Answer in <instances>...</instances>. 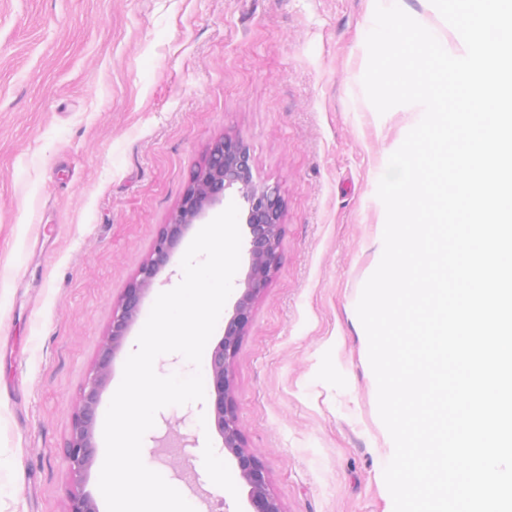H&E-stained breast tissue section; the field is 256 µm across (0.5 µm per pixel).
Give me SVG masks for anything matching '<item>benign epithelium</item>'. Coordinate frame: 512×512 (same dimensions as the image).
I'll list each match as a JSON object with an SVG mask.
<instances>
[{
	"label": "benign epithelium",
	"instance_id": "1",
	"mask_svg": "<svg viewBox=\"0 0 512 512\" xmlns=\"http://www.w3.org/2000/svg\"><path fill=\"white\" fill-rule=\"evenodd\" d=\"M231 202L239 210L248 266L239 282L232 311L224 316L223 335L208 358L210 410L224 451L234 458L240 479L249 487L251 512H282L270 492L264 464L246 446L233 366L251 325L254 303L267 290L281 264L285 202L278 186L254 178V162L247 144L225 135L210 144L203 163L191 175L179 203L159 229L148 258L112 310L111 322L80 390L65 443L71 475L66 512H99L95 498L84 488V477L97 459L100 396L110 380L112 362L138 319L144 299L190 230Z\"/></svg>",
	"mask_w": 512,
	"mask_h": 512
}]
</instances>
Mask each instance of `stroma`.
<instances>
[{
  "label": "stroma",
  "mask_w": 512,
  "mask_h": 512,
  "mask_svg": "<svg viewBox=\"0 0 512 512\" xmlns=\"http://www.w3.org/2000/svg\"><path fill=\"white\" fill-rule=\"evenodd\" d=\"M372 0H0V512H66L74 405L191 172L228 134L286 203L280 267L234 364L283 512H393L356 312L378 174L411 130L362 84ZM142 459L195 512H247L207 402Z\"/></svg>",
  "instance_id": "1"
}]
</instances>
